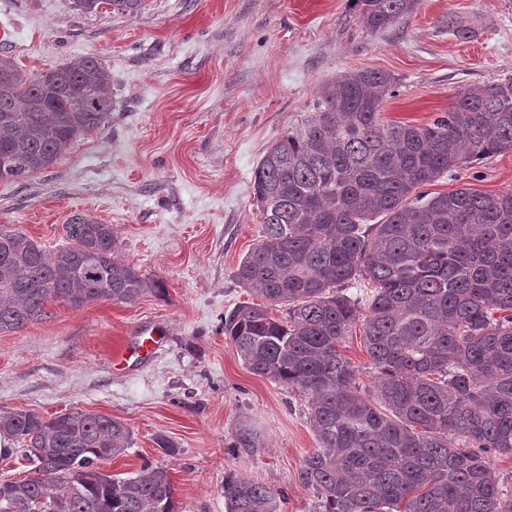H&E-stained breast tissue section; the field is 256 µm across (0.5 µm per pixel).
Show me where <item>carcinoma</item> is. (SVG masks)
I'll return each mask as SVG.
<instances>
[{
	"instance_id": "cac0c4a2",
	"label": "carcinoma",
	"mask_w": 512,
	"mask_h": 512,
	"mask_svg": "<svg viewBox=\"0 0 512 512\" xmlns=\"http://www.w3.org/2000/svg\"><path fill=\"white\" fill-rule=\"evenodd\" d=\"M362 26L385 30L419 0H350ZM148 0H71L79 13L136 17ZM396 78L344 72L314 111L265 149L254 170L264 235L236 280L265 304L224 315V335L248 369L308 398L318 448L299 481L318 512H512L488 456L512 453V191L419 188L512 150V78L462 92L432 123L388 122ZM112 112V76L91 55L28 73L0 51V181L54 165ZM48 250L0 225V331L48 316L47 307L131 304L163 281L120 263L112 225H65ZM362 278L374 291L345 293ZM286 308L285 319L269 307ZM377 369L370 390L341 353L357 320ZM20 445L29 476L0 478V512H178L168 470L101 471L133 435L98 413L5 412L0 432ZM227 512H280L268 487L224 475Z\"/></svg>"
}]
</instances>
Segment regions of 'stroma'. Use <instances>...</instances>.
Wrapping results in <instances>:
<instances>
[{
	"mask_svg": "<svg viewBox=\"0 0 512 512\" xmlns=\"http://www.w3.org/2000/svg\"><path fill=\"white\" fill-rule=\"evenodd\" d=\"M457 23L470 38L455 35ZM0 41L32 73L90 54L112 75L104 125L49 169L0 181V225L52 250L65 246L70 216L88 211L112 225L121 261L164 283L132 304L56 303L48 317L0 331V412L122 420L133 445L104 471L165 467L179 512H226L229 471L283 494L282 512H316V492L298 480L317 446L306 396L250 372L224 335L225 314L257 298L235 278L264 228L253 170L341 72L394 75L382 116L416 125L460 92L512 77V0H420L379 32L365 31L347 0H150L135 17L0 0ZM460 187L512 190V152L462 165L429 190ZM145 328L160 333L153 355L114 362ZM244 427L256 447H237ZM159 434L174 455L158 448Z\"/></svg>",
	"mask_w": 512,
	"mask_h": 512,
	"instance_id": "stroma-1",
	"label": "stroma"
}]
</instances>
